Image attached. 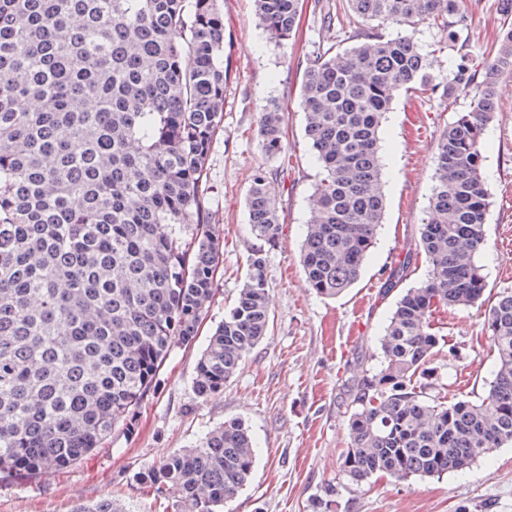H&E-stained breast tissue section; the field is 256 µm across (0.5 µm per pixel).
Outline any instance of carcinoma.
Instances as JSON below:
<instances>
[{
  "label": "carcinoma",
  "mask_w": 512,
  "mask_h": 512,
  "mask_svg": "<svg viewBox=\"0 0 512 512\" xmlns=\"http://www.w3.org/2000/svg\"><path fill=\"white\" fill-rule=\"evenodd\" d=\"M255 2L269 39L289 40L303 0ZM345 2L346 12L319 5L320 21L355 44L315 46L299 96L320 167L300 262L318 294L351 288L374 246L385 211L379 132L394 97L430 92L451 105L475 89L470 110L439 134L416 253L386 280L395 287L424 257L426 280L399 296L378 337L379 364L350 386L341 469L352 484L440 476L512 445V288L484 306L476 261L484 132L496 79L512 74V24L477 54L461 39L464 0ZM353 15L369 26L351 31ZM423 23L448 31L446 75L427 70L415 38ZM229 71L224 0H0V483L38 482L90 454L131 423L163 362L198 335L223 259L207 168ZM27 98L39 109H20ZM257 136L287 167L278 104L261 113ZM267 180L254 171L246 205L250 235L272 245L280 223ZM267 294L258 247L196 362L197 398L222 393L267 335ZM448 307L483 310L495 364L475 401L450 402L439 388L433 319ZM254 463L250 436L231 420L136 479L174 512H222ZM312 507L336 512V489Z\"/></svg>",
  "instance_id": "1"
}]
</instances>
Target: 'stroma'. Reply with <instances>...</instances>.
Returning <instances> with one entry per match:
<instances>
[{"label":"stroma","mask_w":512,"mask_h":512,"mask_svg":"<svg viewBox=\"0 0 512 512\" xmlns=\"http://www.w3.org/2000/svg\"><path fill=\"white\" fill-rule=\"evenodd\" d=\"M505 23L502 0H466L463 35L471 50L496 41ZM224 35L233 75L224 89V131L212 144L207 170L208 205L224 256L200 332L164 363L132 427L116 425L89 455L40 482L0 484V512H74L106 496L125 512H172L167 499L137 483V472L232 418L254 437L257 458L249 481L224 512H312L330 484L338 491L336 512H512L510 444L463 472L404 482L376 476L358 485L340 478L348 444L345 387L356 369L376 363V338L399 297L385 292V282L396 259L416 248L437 138L468 110L471 93L451 105L430 94L394 100L380 130L384 222L358 282L337 298H323L309 288L299 263L307 198L319 168L297 100L311 46L331 41L344 49L350 42L337 28L321 25L314 0H304L295 37L282 44L268 41L254 0H224ZM496 93L482 150L489 206L486 245L477 259L491 294L512 288V74L499 77ZM273 101L284 113V173L256 135L259 114ZM260 167L269 173L282 224L277 246L266 254L270 331L223 393L202 401L192 390L194 367L235 302L256 245L245 198ZM435 322L444 344L459 352L457 359L443 353L436 361L448 399H476L494 364L482 317L474 308H448Z\"/></svg>","instance_id":"stroma-1"}]
</instances>
